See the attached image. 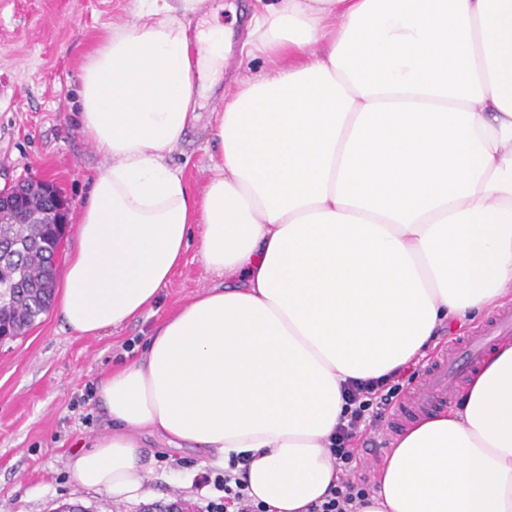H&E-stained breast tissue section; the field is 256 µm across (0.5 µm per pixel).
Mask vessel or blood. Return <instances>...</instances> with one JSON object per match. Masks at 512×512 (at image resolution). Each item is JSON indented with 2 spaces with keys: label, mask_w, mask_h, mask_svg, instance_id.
<instances>
[{
  "label": "vessel or blood",
  "mask_w": 512,
  "mask_h": 512,
  "mask_svg": "<svg viewBox=\"0 0 512 512\" xmlns=\"http://www.w3.org/2000/svg\"><path fill=\"white\" fill-rule=\"evenodd\" d=\"M511 334L512 310H503L479 332L433 357L427 365L418 396L406 407L398 409L391 420L392 425H400L407 413L422 411L437 403L446 404L449 388L456 386L496 341Z\"/></svg>",
  "instance_id": "vessel-or-blood-1"
}]
</instances>
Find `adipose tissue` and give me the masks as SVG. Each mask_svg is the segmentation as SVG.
I'll return each instance as SVG.
<instances>
[{
	"mask_svg": "<svg viewBox=\"0 0 512 512\" xmlns=\"http://www.w3.org/2000/svg\"><path fill=\"white\" fill-rule=\"evenodd\" d=\"M265 68L215 113L211 176L168 164L224 63L208 0H133L87 53L80 129L105 166L79 210L57 309L96 337L136 319L198 244L213 280L112 370L78 485L148 497L143 440L194 450L267 512H308L347 380L418 363L512 300V0H256ZM361 512H512V341L458 406L401 433Z\"/></svg>",
	"mask_w": 512,
	"mask_h": 512,
	"instance_id": "1",
	"label": "adipose tissue"
}]
</instances>
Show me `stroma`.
I'll use <instances>...</instances> for the list:
<instances>
[{
  "instance_id": "stroma-1",
  "label": "stroma",
  "mask_w": 512,
  "mask_h": 512,
  "mask_svg": "<svg viewBox=\"0 0 512 512\" xmlns=\"http://www.w3.org/2000/svg\"><path fill=\"white\" fill-rule=\"evenodd\" d=\"M254 0H223L218 20L231 31L222 93L260 73L243 47ZM131 0H0V188L28 178L54 180L76 215L90 178L104 161L79 129L75 91L93 43L130 18ZM221 100L200 101V119L169 158L194 191L210 176L212 118ZM209 280L190 248L154 312L94 338L64 331L56 309L23 337L0 346V512H56L79 503L88 512H153L180 501L203 512L217 495V470L197 452L144 442L154 496L117 502L82 490L68 468L76 450L111 428L98 398L101 379L137 357L148 329L205 289Z\"/></svg>"
}]
</instances>
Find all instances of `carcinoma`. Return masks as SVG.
I'll use <instances>...</instances> for the list:
<instances>
[{"label":"carcinoma","mask_w":512,"mask_h":512,"mask_svg":"<svg viewBox=\"0 0 512 512\" xmlns=\"http://www.w3.org/2000/svg\"><path fill=\"white\" fill-rule=\"evenodd\" d=\"M0 224V284L10 288V298L0 308V321L10 339L25 335L51 305L55 289L52 256L60 238L49 224Z\"/></svg>","instance_id":"carcinoma-1"}]
</instances>
